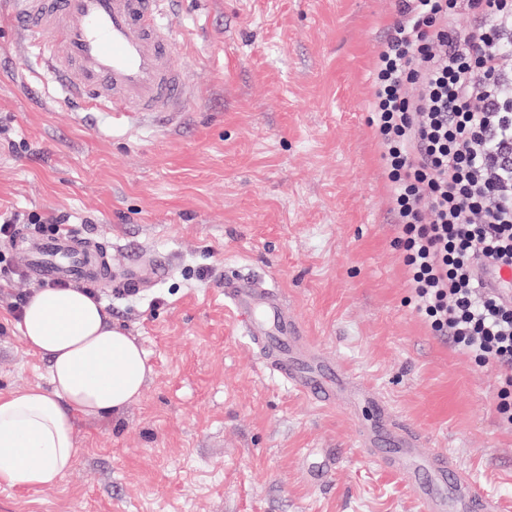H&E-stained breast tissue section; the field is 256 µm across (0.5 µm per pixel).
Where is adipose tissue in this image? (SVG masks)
<instances>
[{"label":"adipose tissue","instance_id":"obj_1","mask_svg":"<svg viewBox=\"0 0 512 512\" xmlns=\"http://www.w3.org/2000/svg\"><path fill=\"white\" fill-rule=\"evenodd\" d=\"M21 334L30 351L48 358L52 388L0 394V485L52 487L79 454L75 416L122 411L151 368L134 338L79 288L31 294Z\"/></svg>","mask_w":512,"mask_h":512}]
</instances>
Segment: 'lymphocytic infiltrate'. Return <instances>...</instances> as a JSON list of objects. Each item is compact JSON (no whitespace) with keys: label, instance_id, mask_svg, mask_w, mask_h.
I'll use <instances>...</instances> for the list:
<instances>
[{"label":"lymphocytic infiltrate","instance_id":"f902f5d3","mask_svg":"<svg viewBox=\"0 0 512 512\" xmlns=\"http://www.w3.org/2000/svg\"><path fill=\"white\" fill-rule=\"evenodd\" d=\"M370 109L416 312L512 386V301L477 275L512 269V0H397Z\"/></svg>","mask_w":512,"mask_h":512}]
</instances>
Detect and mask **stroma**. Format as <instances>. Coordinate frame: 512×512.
<instances>
[{
	"label": "stroma",
	"instance_id": "stroma-1",
	"mask_svg": "<svg viewBox=\"0 0 512 512\" xmlns=\"http://www.w3.org/2000/svg\"><path fill=\"white\" fill-rule=\"evenodd\" d=\"M396 0H177L175 63L200 97L180 122L76 117L42 85L28 39L0 25V215L64 216L114 268L163 260L140 294L98 292L152 373L119 413L77 416L53 487L0 486V512H419L407 480L354 442L345 408L267 371L224 307L241 269L286 292L310 338L383 394L426 446L512 512L504 380L432 335L408 304L368 100ZM206 277H199V270ZM0 293V394L50 389ZM328 482L309 480L321 455Z\"/></svg>",
	"mask_w": 512,
	"mask_h": 512
}]
</instances>
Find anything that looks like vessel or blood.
<instances>
[{
  "label": "vessel or blood",
  "instance_id": "b4317fda",
  "mask_svg": "<svg viewBox=\"0 0 512 512\" xmlns=\"http://www.w3.org/2000/svg\"><path fill=\"white\" fill-rule=\"evenodd\" d=\"M166 0H17L11 21L38 38L47 72L81 108L113 116L148 115L170 124L197 96L173 64L175 38ZM30 274L42 281L95 282L145 290L169 274L166 264L133 262L112 274L108 248L95 238L21 236ZM224 304L263 364L312 402L353 400L357 445L383 468L406 477L420 512H490V502L454 458L430 451L375 390L356 384L326 357L288 309L282 290L242 272L225 275Z\"/></svg>",
  "mask_w": 512,
  "mask_h": 512
}]
</instances>
